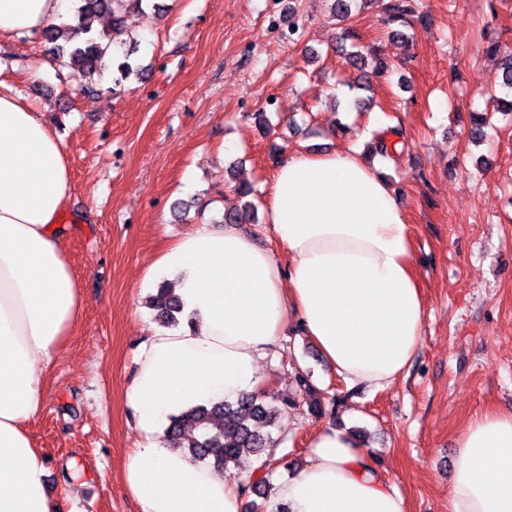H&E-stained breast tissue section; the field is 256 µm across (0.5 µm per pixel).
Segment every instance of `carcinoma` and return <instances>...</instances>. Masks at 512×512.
Instances as JSON below:
<instances>
[{
  "label": "carcinoma",
  "instance_id": "carcinoma-1",
  "mask_svg": "<svg viewBox=\"0 0 512 512\" xmlns=\"http://www.w3.org/2000/svg\"><path fill=\"white\" fill-rule=\"evenodd\" d=\"M73 20L60 28L46 27L35 31L42 41L53 45L59 59L80 70L86 78L94 80L105 69L104 58L113 44V33L122 29L124 14L141 10L146 0H78ZM384 22L387 25L409 24L414 13L410 0H382ZM109 13L112 16V30H98L94 23ZM341 45L349 59L360 69H366L367 55L360 45L359 34L351 27L345 29ZM494 113L476 112L473 116L471 137L483 139L485 128L492 124ZM223 224L256 223V205L252 201L243 203L242 208L227 211L221 220ZM147 305L156 311L161 325L174 327L178 324L177 314L181 311L180 301L169 287L162 285L157 293L147 299ZM264 389L247 394L236 402H219L190 408L169 418L166 435L175 447L186 451L198 462L209 463L220 469L237 466L252 457L262 460V465L280 463L276 450L281 443V434L288 426L290 410L295 401L287 396L267 401ZM278 437H273V432Z\"/></svg>",
  "mask_w": 512,
  "mask_h": 512
}]
</instances>
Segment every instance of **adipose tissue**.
<instances>
[{
  "instance_id": "ef3b65f1",
  "label": "adipose tissue",
  "mask_w": 512,
  "mask_h": 512,
  "mask_svg": "<svg viewBox=\"0 0 512 512\" xmlns=\"http://www.w3.org/2000/svg\"><path fill=\"white\" fill-rule=\"evenodd\" d=\"M71 8L72 0H0V36L67 23ZM72 190L64 141L42 106L0 90V512L62 510L29 425L83 306L58 224ZM266 222L281 254L204 219L148 269L173 280L183 319L140 343L124 395L141 437L124 472L139 512H242L239 483L166 445L163 430L169 415L258 389L261 361L291 327L353 385L389 387L417 350L425 305L407 219L359 151L285 157ZM309 448L302 469L273 481V505L408 512L347 432L321 426ZM448 512H512V411H485L462 429Z\"/></svg>"
}]
</instances>
